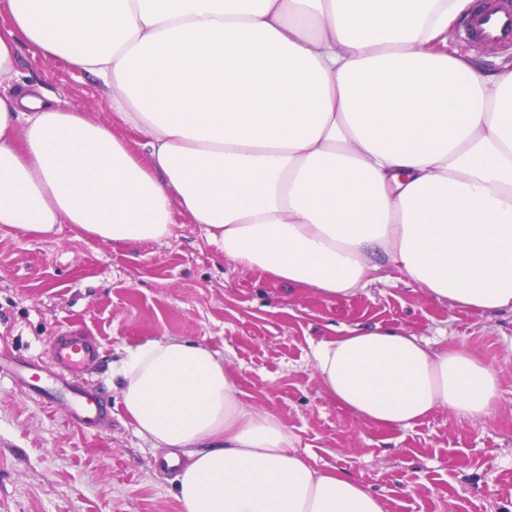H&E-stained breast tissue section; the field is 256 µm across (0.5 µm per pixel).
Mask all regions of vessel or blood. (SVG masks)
Segmentation results:
<instances>
[{
    "instance_id": "vessel-or-blood-1",
    "label": "vessel or blood",
    "mask_w": 512,
    "mask_h": 512,
    "mask_svg": "<svg viewBox=\"0 0 512 512\" xmlns=\"http://www.w3.org/2000/svg\"><path fill=\"white\" fill-rule=\"evenodd\" d=\"M462 38L490 46H512V0H480L464 23ZM98 346L75 329L54 336L49 362L17 358L13 372L23 387L48 406L64 404L76 427L96 426L106 418L98 396L82 378L95 365Z\"/></svg>"
}]
</instances>
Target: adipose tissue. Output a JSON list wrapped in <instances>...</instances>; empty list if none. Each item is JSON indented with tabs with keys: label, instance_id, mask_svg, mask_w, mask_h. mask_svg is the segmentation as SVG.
Returning a JSON list of instances; mask_svg holds the SVG:
<instances>
[{
	"label": "adipose tissue",
	"instance_id": "obj_1",
	"mask_svg": "<svg viewBox=\"0 0 512 512\" xmlns=\"http://www.w3.org/2000/svg\"><path fill=\"white\" fill-rule=\"evenodd\" d=\"M468 2L0 0V227L138 244L184 214L226 262L325 297L384 261L433 298L512 312V66L433 48ZM22 45L100 82L145 154L24 80ZM313 359L378 427L499 402L491 365L395 329L349 330ZM120 374L137 430L182 464L181 512H385L315 469L204 345L146 342Z\"/></svg>",
	"mask_w": 512,
	"mask_h": 512
}]
</instances>
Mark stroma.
Returning <instances> with one entry per match:
<instances>
[{"label":"stroma","instance_id":"35a3bbf8","mask_svg":"<svg viewBox=\"0 0 512 512\" xmlns=\"http://www.w3.org/2000/svg\"><path fill=\"white\" fill-rule=\"evenodd\" d=\"M17 68L63 105L110 122L133 151L141 134L109 111L83 73L20 46ZM167 241L134 246L62 225L48 239L0 228V350L49 360L58 330L96 340L88 385L112 406L82 431L63 408L31 397L0 373V512H180L176 476L121 403L128 350L176 338L231 366L247 401L279 414L296 449L319 470L343 471L387 512H512V313H480L426 295L391 266L356 294L326 298L225 262L200 225L179 216ZM397 328L432 347H463L490 364L500 400L485 418L441 409L385 431L324 391L312 350L349 329Z\"/></svg>","mask_w":512,"mask_h":512}]
</instances>
